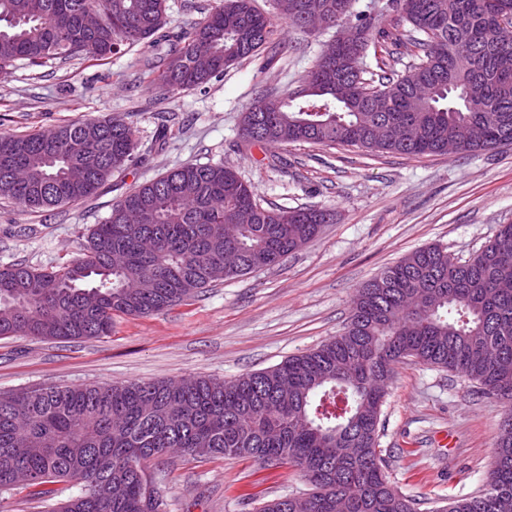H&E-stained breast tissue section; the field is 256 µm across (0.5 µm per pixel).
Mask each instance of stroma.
Segmentation results:
<instances>
[{
	"label": "stroma",
	"instance_id": "obj_1",
	"mask_svg": "<svg viewBox=\"0 0 512 512\" xmlns=\"http://www.w3.org/2000/svg\"><path fill=\"white\" fill-rule=\"evenodd\" d=\"M274 66L229 67L204 88L165 93L139 80L135 52L105 62L78 57L20 62L0 75V129L41 133L90 116L132 122L136 157L98 195L42 212L0 201V265L53 268L77 257L89 229L132 187L186 163L222 162L251 183L262 206L329 209L330 223L279 265L227 279L187 302L145 316H118L112 333L76 341L0 338V392L52 385L210 376L269 370L340 333L356 289L430 244L468 260L512 224V145L468 155L405 156L356 146L253 145L239 149L243 109L259 94L300 85L328 34L283 27ZM177 133L162 148L161 124ZM498 401L447 370L407 362L387 386L379 448L389 478L434 512L478 492L492 466ZM165 512H257L308 492L292 468L251 459L175 457L149 469ZM51 500L7 494L5 512H51L78 492L58 483Z\"/></svg>",
	"mask_w": 512,
	"mask_h": 512
}]
</instances>
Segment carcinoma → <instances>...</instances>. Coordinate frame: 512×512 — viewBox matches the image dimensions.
<instances>
[{"mask_svg":"<svg viewBox=\"0 0 512 512\" xmlns=\"http://www.w3.org/2000/svg\"><path fill=\"white\" fill-rule=\"evenodd\" d=\"M166 0H0V74L21 60L136 50L142 76L167 92L197 89L225 68L281 59L279 23L298 30L297 6L277 18L255 0H223L204 20L169 27ZM338 5L336 20L363 34L341 68L320 55L305 96H258L249 109L273 134L246 145H359L407 156L442 154L462 127L478 136L464 153L512 144V43L488 17L512 0H387L377 24ZM379 73L366 63L369 48ZM409 58L402 73L394 70ZM131 123L112 117L65 123L50 135L0 132V199L38 212L83 202L132 161ZM315 208H264L222 163L186 164L141 184L90 230L84 252L39 269L0 265V337L109 336L114 317L148 316L211 286L224 251L229 277L279 264L322 227ZM512 224L465 262L433 245L362 285L340 334L277 367L232 380L205 377L118 385H53L0 394V493L17 470L29 495L73 482L57 512H164L147 464L178 455L285 463L310 485L311 512H417L398 492L378 449L387 382L407 360L462 374L502 405L496 457L483 489L450 512H512Z\"/></svg>","mask_w":512,"mask_h":512,"instance_id":"cac0c4a2","label":"carcinoma"}]
</instances>
